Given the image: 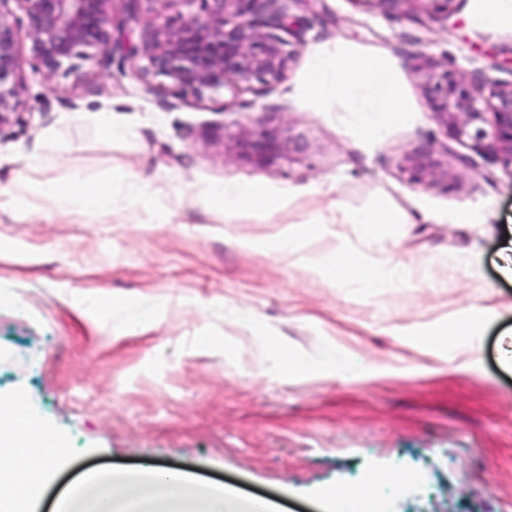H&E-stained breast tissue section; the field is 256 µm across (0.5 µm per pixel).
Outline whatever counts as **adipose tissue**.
<instances>
[{"label": "adipose tissue", "instance_id": "obj_1", "mask_svg": "<svg viewBox=\"0 0 512 512\" xmlns=\"http://www.w3.org/2000/svg\"><path fill=\"white\" fill-rule=\"evenodd\" d=\"M302 94L319 112L374 113L372 122L360 125L362 137H374L382 128L400 122L407 110L401 86L378 54L358 53L339 46L315 56L308 67ZM37 201L13 194L9 208L18 219L31 220L47 211L81 217L85 211L112 208L111 184H95L78 178L65 183H43ZM286 198L270 193L259 182L245 186L219 187L206 205L225 218L248 208L272 214L284 207ZM341 213L344 224L359 225L368 250L382 259L372 263L346 244L314 258L337 286L350 284L374 289L391 282L406 281L407 266L379 233L382 225L403 224L407 216L384 200L367 209ZM64 446L31 417L19 396L0 399V512H34L51 468L63 456ZM59 512H270L263 500H242L223 485L202 487L185 472L147 468L135 473L92 470L78 477L57 501Z\"/></svg>", "mask_w": 512, "mask_h": 512}]
</instances>
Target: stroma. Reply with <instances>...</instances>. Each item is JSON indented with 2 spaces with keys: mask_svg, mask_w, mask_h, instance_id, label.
<instances>
[{
  "mask_svg": "<svg viewBox=\"0 0 512 512\" xmlns=\"http://www.w3.org/2000/svg\"><path fill=\"white\" fill-rule=\"evenodd\" d=\"M475 0L417 24L419 0L388 10L372 0L290 4L303 22L284 78L210 98L137 77L143 56L103 68L101 52L45 79L23 41L22 124L0 134V195L80 175L111 181V213L31 224L0 209V398L22 394L66 453L44 491L93 466L166 465L271 499L278 512H328L335 494L391 468L411 477L394 512H512V282L497 255L512 234V170L449 139L422 89L435 65L512 81V29L480 31ZM122 37L146 41L180 27L200 0H142ZM342 44L385 57L409 108L362 138L350 112L313 111L301 93L314 52ZM111 123L114 137L100 133ZM288 127L303 143L258 169L224 152L238 125ZM431 150L447 180L420 185L407 157ZM41 154L38 170L28 159ZM141 182L147 206L125 199ZM262 182L301 198L269 216L232 221L207 209L216 187ZM388 198L407 224L381 232L410 278L368 292L337 287L309 257L337 242L361 249L355 224H328L294 252L280 243L319 215ZM471 211L469 225L452 223ZM171 216L157 224L155 212ZM266 240L267 253L248 243ZM494 307L460 344L423 331L461 305ZM276 343L306 372L291 374Z\"/></svg>",
  "mask_w": 512,
  "mask_h": 512,
  "instance_id": "stroma-1",
  "label": "stroma"
}]
</instances>
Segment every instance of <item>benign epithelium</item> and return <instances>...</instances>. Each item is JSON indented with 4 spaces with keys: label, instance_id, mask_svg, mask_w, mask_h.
<instances>
[{
    "label": "benign epithelium",
    "instance_id": "obj_1",
    "mask_svg": "<svg viewBox=\"0 0 512 512\" xmlns=\"http://www.w3.org/2000/svg\"><path fill=\"white\" fill-rule=\"evenodd\" d=\"M114 0H0V133L22 121L21 92L25 60L19 45L23 39L44 75L60 69L70 73V62L104 50L102 63H119L137 50L114 36ZM204 11L178 29L159 27L143 46L147 65L138 72L145 90L155 87L149 77L161 75L180 90L201 98L228 86L270 85L280 81L291 53L287 42L275 34L282 30L299 37V23L289 19L288 0H200ZM28 17L26 29L14 22V9ZM484 84L476 73L455 76L429 67L423 90L430 110L452 139H469L477 151H486L505 167H512V82L500 84L483 95ZM492 119H487V115ZM492 122V132L484 124ZM224 143L236 155L257 168H266L292 151L300 150L288 128L261 124L238 128L224 135ZM405 171L415 183H432L442 177L439 162L430 151L407 158Z\"/></svg>",
    "mask_w": 512,
    "mask_h": 512
}]
</instances>
